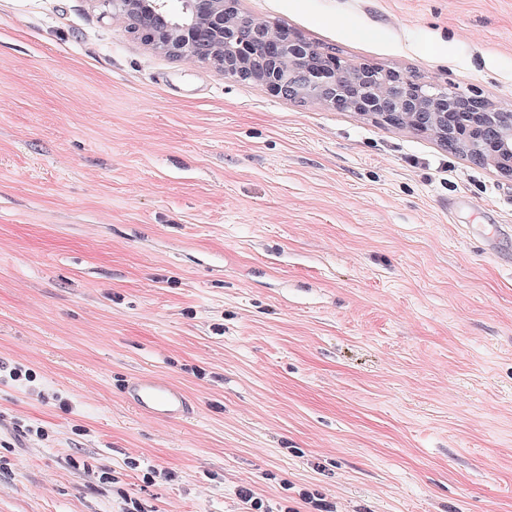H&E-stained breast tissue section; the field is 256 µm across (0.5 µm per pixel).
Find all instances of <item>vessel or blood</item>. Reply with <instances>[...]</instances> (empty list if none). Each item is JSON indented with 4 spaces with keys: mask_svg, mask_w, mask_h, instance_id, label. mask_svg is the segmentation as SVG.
Segmentation results:
<instances>
[{
    "mask_svg": "<svg viewBox=\"0 0 512 512\" xmlns=\"http://www.w3.org/2000/svg\"><path fill=\"white\" fill-rule=\"evenodd\" d=\"M121 395L133 408L157 421H179L193 412V401L183 387L150 372L126 378Z\"/></svg>",
    "mask_w": 512,
    "mask_h": 512,
    "instance_id": "1",
    "label": "vessel or blood"
}]
</instances>
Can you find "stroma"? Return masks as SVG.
Instances as JSON below:
<instances>
[{
    "instance_id": "35a3bbf8",
    "label": "stroma",
    "mask_w": 512,
    "mask_h": 512,
    "mask_svg": "<svg viewBox=\"0 0 512 512\" xmlns=\"http://www.w3.org/2000/svg\"><path fill=\"white\" fill-rule=\"evenodd\" d=\"M239 6L512 109V0ZM0 365V512H512V178L0 0ZM121 395L129 405L153 420L174 422L193 413L188 392L155 373L129 376L124 380Z\"/></svg>"
}]
</instances>
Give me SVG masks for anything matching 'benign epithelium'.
<instances>
[{"label": "benign epithelium", "instance_id": "7a95c632", "mask_svg": "<svg viewBox=\"0 0 512 512\" xmlns=\"http://www.w3.org/2000/svg\"><path fill=\"white\" fill-rule=\"evenodd\" d=\"M129 21L146 45L176 60L197 61L286 100L356 112L467 146V154L512 177V109L480 95L459 96L431 80L396 71L384 80L367 64L354 67L302 35L240 10L238 0H99Z\"/></svg>", "mask_w": 512, "mask_h": 512}]
</instances>
